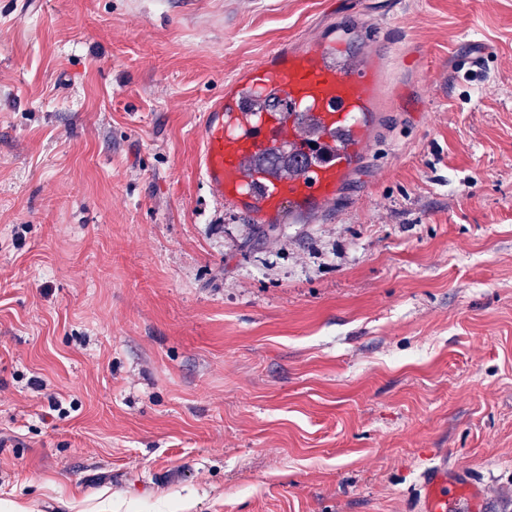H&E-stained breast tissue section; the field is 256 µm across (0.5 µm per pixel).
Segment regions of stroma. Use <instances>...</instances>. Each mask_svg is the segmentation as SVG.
<instances>
[{
    "mask_svg": "<svg viewBox=\"0 0 512 512\" xmlns=\"http://www.w3.org/2000/svg\"><path fill=\"white\" fill-rule=\"evenodd\" d=\"M358 13L367 158L248 246L206 104ZM432 457L512 512V0H0V512H418Z\"/></svg>",
    "mask_w": 512,
    "mask_h": 512,
    "instance_id": "1",
    "label": "stroma"
}]
</instances>
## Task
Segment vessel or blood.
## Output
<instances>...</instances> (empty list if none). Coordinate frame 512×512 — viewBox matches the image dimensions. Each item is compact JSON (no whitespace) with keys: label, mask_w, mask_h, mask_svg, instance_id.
I'll use <instances>...</instances> for the list:
<instances>
[{"label":"vessel or blood","mask_w":512,"mask_h":512,"mask_svg":"<svg viewBox=\"0 0 512 512\" xmlns=\"http://www.w3.org/2000/svg\"><path fill=\"white\" fill-rule=\"evenodd\" d=\"M357 44L363 68L353 74L332 61L335 52ZM385 61L355 42L348 28L329 36L305 39L300 47H283L256 65L242 67L210 100L200 131L202 147L196 166L212 195L244 211L252 223L269 224L290 216L309 222L318 207L338 198L360 159L366 157L377 114L386 94ZM254 92L286 100L289 113L257 112L249 102ZM310 112L325 134L349 133L346 150L321 153L299 138L293 115ZM296 146L306 160L303 172L277 179L263 170H247L248 159L273 148ZM475 485L455 477L445 461L432 463L420 475L419 512H477Z\"/></svg>","instance_id":"1"}]
</instances>
